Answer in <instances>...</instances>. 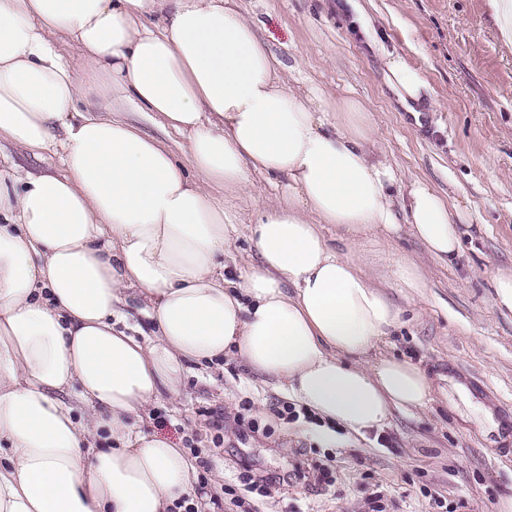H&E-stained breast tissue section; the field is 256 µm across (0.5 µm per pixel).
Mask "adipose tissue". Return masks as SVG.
Returning <instances> with one entry per match:
<instances>
[{
    "label": "adipose tissue",
    "instance_id": "1",
    "mask_svg": "<svg viewBox=\"0 0 512 512\" xmlns=\"http://www.w3.org/2000/svg\"><path fill=\"white\" fill-rule=\"evenodd\" d=\"M232 2L0 0V141L57 160L0 167V512H169L192 495L186 452L134 420L203 360L236 355L351 434L435 400L420 366L378 353L401 312L355 248L406 223L455 258L447 201L415 180L398 214L367 106L313 109L319 91L288 85ZM386 69L421 104L422 72L398 54ZM116 99L184 144L113 115ZM269 175L286 184L251 227L259 262L227 279L236 227L222 197ZM130 294L149 342L117 328ZM102 429L112 446H95Z\"/></svg>",
    "mask_w": 512,
    "mask_h": 512
}]
</instances>
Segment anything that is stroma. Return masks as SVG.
I'll return each instance as SVG.
<instances>
[{
    "label": "stroma",
    "mask_w": 512,
    "mask_h": 512,
    "mask_svg": "<svg viewBox=\"0 0 512 512\" xmlns=\"http://www.w3.org/2000/svg\"><path fill=\"white\" fill-rule=\"evenodd\" d=\"M282 62L289 82L320 88L325 107L346 97L369 107L372 150L402 183L430 182L449 205L461 206L462 250L451 263L431 256L400 226L389 240L369 236L356 247L364 273L387 274L407 255L427 275L423 294L389 289L401 327L381 353L406 357L438 379L447 397L425 410L394 411L385 428L364 436L321 422L281 419L286 402L275 382L227 356L191 365L179 397L161 394L144 413L147 433L192 446L212 468L194 499L199 512H241L224 495L240 472L276 478L269 496L249 493L252 512H371L381 496L387 512H437L434 497L455 512H493L512 492V440L484 434L469 403L492 409L512 426V313L493 302V277L512 268V46L502 43L491 0H235ZM405 56L426 77L433 110L413 117L392 93L388 54ZM259 201L224 199L237 220L240 267L256 261L250 227ZM471 396L463 402L453 383ZM263 428L244 434L243 402ZM326 465L332 481L283 482V475Z\"/></svg>",
    "instance_id": "obj_1"
}]
</instances>
